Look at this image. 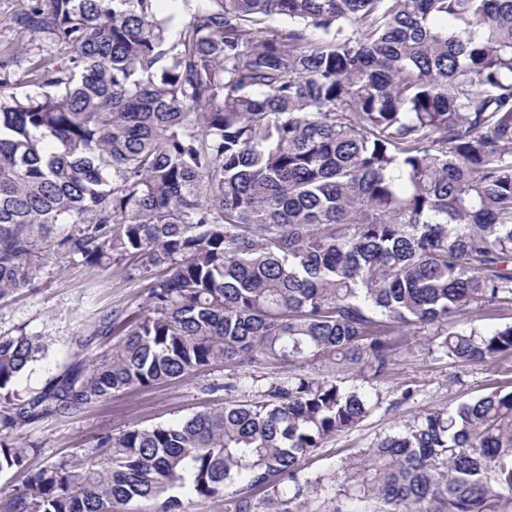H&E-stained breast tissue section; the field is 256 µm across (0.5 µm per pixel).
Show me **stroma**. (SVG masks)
<instances>
[{"label": "stroma", "instance_id": "stroma-1", "mask_svg": "<svg viewBox=\"0 0 512 512\" xmlns=\"http://www.w3.org/2000/svg\"><path fill=\"white\" fill-rule=\"evenodd\" d=\"M144 303L139 283L123 279L119 269L100 272L50 260L37 288L0 301V333L22 327L27 333L43 335L47 343L43 358L20 377L15 392L28 398L63 371L78 351L73 338L80 316L120 310L131 317L142 314ZM303 372L345 387L362 386L371 397L370 412L356 428L331 437L304 460L306 478L318 484L308 500V512H320L324 501L335 495L333 474L342 461L373 447L417 416L455 410L493 390L512 391V377L500 376L494 363L458 364L420 349L401 357L384 378L366 383L351 368L328 360L308 363ZM286 374V368L250 362L217 366L199 375L117 394L76 417L33 422L21 431L23 438L39 445L30 467L36 470L63 459L77 462L94 457L100 453V435L116 436L133 428L175 423L221 407L226 401L222 385L227 377L239 378L243 389L235 398L246 401L252 397L249 387L253 378ZM405 384L414 388L415 395L402 403L398 397Z\"/></svg>", "mask_w": 512, "mask_h": 512}]
</instances>
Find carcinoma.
Returning a JSON list of instances; mask_svg holds the SVG:
<instances>
[{
  "instance_id": "obj_1",
  "label": "carcinoma",
  "mask_w": 512,
  "mask_h": 512,
  "mask_svg": "<svg viewBox=\"0 0 512 512\" xmlns=\"http://www.w3.org/2000/svg\"><path fill=\"white\" fill-rule=\"evenodd\" d=\"M0 15V299L55 255L124 263L142 316L119 339L0 404L15 431L243 359L385 375L406 336L512 375V0H18ZM275 16L288 25L267 27ZM26 87L21 92L19 88ZM46 350L0 334V397ZM368 396L305 374L248 402L101 437L103 459L30 475L7 512H172L184 489L251 512H305L300 461L356 427ZM325 512H512V391L424 413L343 462Z\"/></svg>"
}]
</instances>
